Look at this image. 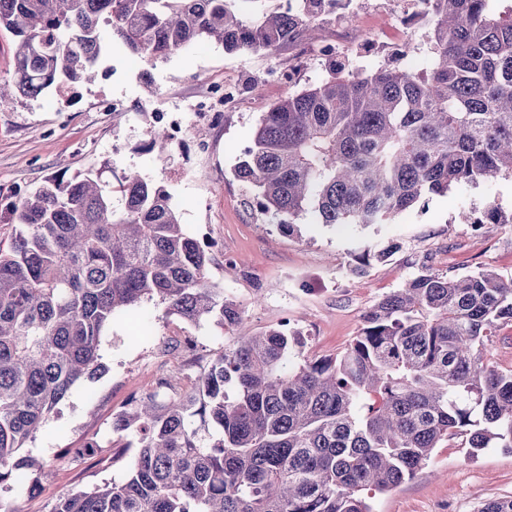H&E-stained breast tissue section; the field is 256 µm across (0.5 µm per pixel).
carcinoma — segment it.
<instances>
[{"label": "carcinoma", "mask_w": 512, "mask_h": 512, "mask_svg": "<svg viewBox=\"0 0 512 512\" xmlns=\"http://www.w3.org/2000/svg\"><path fill=\"white\" fill-rule=\"evenodd\" d=\"M262 2L0 0V29L17 38L0 109L110 70L106 33L155 62L202 40L273 56L325 27L326 0ZM426 2V68L340 62L263 113L234 174L281 226L383 224L512 177V8ZM171 140L154 126L141 150L162 155ZM14 197L0 207L1 224L19 225L0 249V493L25 491L36 462L20 450L105 372L100 338L116 313L154 299L239 336L187 388L162 380L116 414L127 478L69 490L52 512H371L366 494L413 477L443 440L512 448V370L489 353L512 323V277L427 269L375 303L342 354L315 358L297 330H243L155 179L52 177Z\"/></svg>", "instance_id": "obj_1"}]
</instances>
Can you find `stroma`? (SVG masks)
I'll return each mask as SVG.
<instances>
[{"label":"stroma","instance_id":"1","mask_svg":"<svg viewBox=\"0 0 512 512\" xmlns=\"http://www.w3.org/2000/svg\"><path fill=\"white\" fill-rule=\"evenodd\" d=\"M365 2L349 0L348 28L311 32L273 57L235 58L201 41L151 63L110 43L112 74L62 95L21 97L0 110V196L35 189L54 175L71 178L97 169L109 179L130 172L151 176L170 188L183 224L212 258L210 281L236 303L247 329L262 332L288 321L302 332L311 357L342 352L370 307L421 269L511 277L512 224H464L459 215L479 218L491 204L511 214L512 178L430 196L387 224L303 221L290 234L256 209L252 188L235 178L233 168L251 145L263 110L286 89L325 77L323 60L308 59L310 42L336 45L338 58L367 71L405 45L404 65L425 67L424 21L395 35L393 17ZM374 34L380 44L370 43ZM292 66L297 72L287 87L268 83L271 69ZM228 76L244 92L238 111L215 121L189 110V103ZM112 101L122 103V111L106 110ZM162 111L178 113L184 132L159 158L140 146ZM391 243L396 249L387 258L360 267L361 255ZM234 336L213 322L195 326L165 316L155 300L120 312L100 340L106 372L76 384L23 448V455L49 470L27 471L34 489L18 499L20 512H52L68 490L124 480L132 454L113 437V416L158 380H190ZM503 497H512L511 451L487 448L473 455L444 442L414 477L375 494L369 504L372 512H477L487 500Z\"/></svg>","mask_w":512,"mask_h":512}]
</instances>
